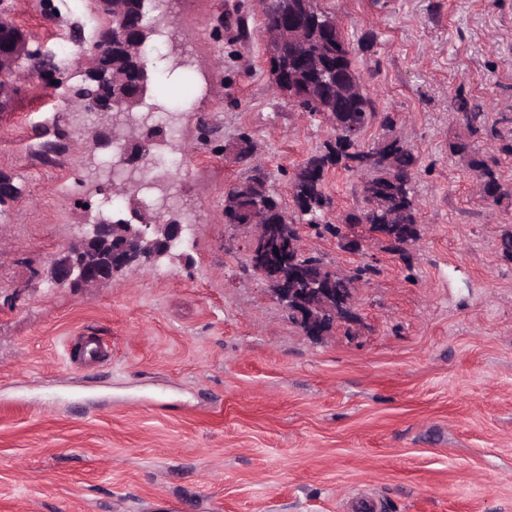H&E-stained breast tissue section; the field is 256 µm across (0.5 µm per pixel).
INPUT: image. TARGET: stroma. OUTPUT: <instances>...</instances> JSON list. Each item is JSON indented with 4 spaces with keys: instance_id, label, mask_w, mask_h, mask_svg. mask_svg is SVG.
<instances>
[{
    "instance_id": "1",
    "label": "stroma",
    "mask_w": 512,
    "mask_h": 512,
    "mask_svg": "<svg viewBox=\"0 0 512 512\" xmlns=\"http://www.w3.org/2000/svg\"><path fill=\"white\" fill-rule=\"evenodd\" d=\"M35 47L95 34L91 0H0ZM355 48L378 112L418 158L423 236L404 264L358 254L318 228L302 246L360 279L363 324L305 336L248 266V233L224 222L246 132L290 203L295 169L330 139L277 97L255 0H175L171 41L196 92L154 151L180 211L188 261L89 292L42 275L84 223L109 151L67 100L84 64L72 43L58 84L25 68L0 112V512H512V0H323ZM250 29L241 39L238 22ZM479 105L477 134L450 110ZM217 131L199 134L200 119ZM475 137L506 194L489 206L467 160ZM189 144L188 153L177 150ZM362 174L326 176L329 222L361 204Z\"/></svg>"
}]
</instances>
